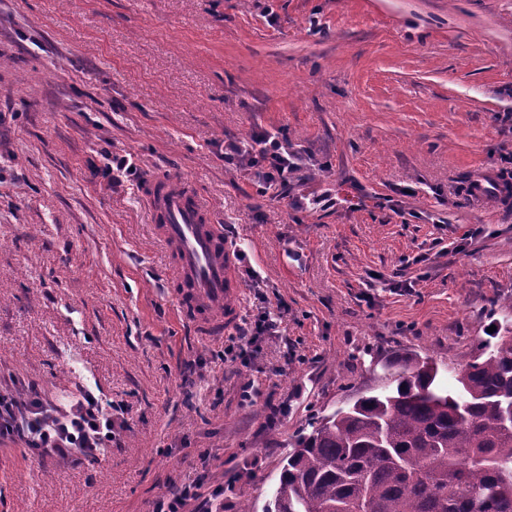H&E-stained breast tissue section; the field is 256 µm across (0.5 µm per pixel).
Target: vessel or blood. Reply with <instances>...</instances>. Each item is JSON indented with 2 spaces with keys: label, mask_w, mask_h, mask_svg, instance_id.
<instances>
[{
  "label": "vessel or blood",
  "mask_w": 512,
  "mask_h": 512,
  "mask_svg": "<svg viewBox=\"0 0 512 512\" xmlns=\"http://www.w3.org/2000/svg\"><path fill=\"white\" fill-rule=\"evenodd\" d=\"M142 194L155 235L172 251L178 270L173 293L180 313H192L200 335H221L237 320L241 282L237 251L210 222L205 201L175 179L147 180Z\"/></svg>",
  "instance_id": "1"
}]
</instances>
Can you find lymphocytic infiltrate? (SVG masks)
<instances>
[{"label": "lymphocytic infiltrate", "instance_id": "1", "mask_svg": "<svg viewBox=\"0 0 512 512\" xmlns=\"http://www.w3.org/2000/svg\"><path fill=\"white\" fill-rule=\"evenodd\" d=\"M226 161L254 169L262 189L278 188L287 196L288 183L304 168L303 158L287 139L266 132L249 140L224 144ZM124 428L112 403L86 392L64 402L44 398L38 387L24 394L0 389V439L21 445L32 457H54L72 464L95 458L101 449L119 440ZM224 488L202 493L191 482L159 495L152 512H223Z\"/></svg>", "mask_w": 512, "mask_h": 512}]
</instances>
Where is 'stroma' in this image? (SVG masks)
Segmentation results:
<instances>
[{"label": "stroma", "mask_w": 512, "mask_h": 512, "mask_svg": "<svg viewBox=\"0 0 512 512\" xmlns=\"http://www.w3.org/2000/svg\"><path fill=\"white\" fill-rule=\"evenodd\" d=\"M306 165L262 193L224 142ZM135 170L109 186L108 157ZM512 0H0V381L123 406L98 461L0 444V512H151L185 482L263 512L310 422L405 352L448 380L511 314ZM185 178L236 242L240 355L181 318L138 188ZM278 414H271V406ZM282 309H284V307L280 306L277 307L276 310L270 311L267 307H264V311L259 320L253 323H244L245 327H243L237 335L242 352H247L248 348H251L255 343L258 336L277 332L283 318Z\"/></svg>", "instance_id": "35a3bbf8"}]
</instances>
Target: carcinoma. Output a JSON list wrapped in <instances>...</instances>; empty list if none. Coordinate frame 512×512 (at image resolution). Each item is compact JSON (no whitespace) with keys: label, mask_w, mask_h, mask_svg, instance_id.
<instances>
[{"label":"carcinoma","mask_w":512,"mask_h":512,"mask_svg":"<svg viewBox=\"0 0 512 512\" xmlns=\"http://www.w3.org/2000/svg\"><path fill=\"white\" fill-rule=\"evenodd\" d=\"M386 368L379 392L291 444L267 512H512V322L453 387L416 354Z\"/></svg>","instance_id":"1"}]
</instances>
